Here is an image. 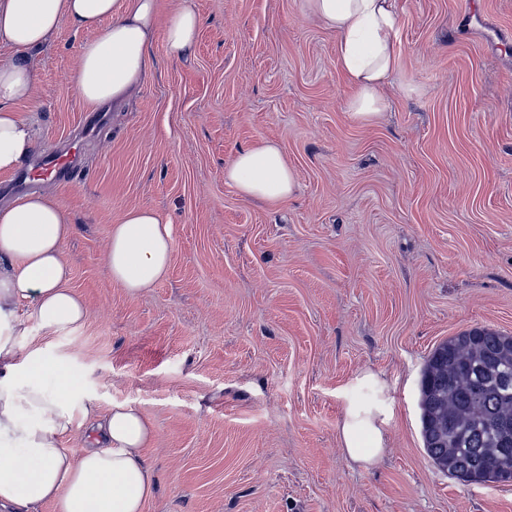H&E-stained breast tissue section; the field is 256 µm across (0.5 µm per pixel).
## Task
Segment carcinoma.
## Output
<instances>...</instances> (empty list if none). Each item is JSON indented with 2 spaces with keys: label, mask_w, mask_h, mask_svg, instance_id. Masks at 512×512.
Returning <instances> with one entry per match:
<instances>
[{
  "label": "carcinoma",
  "mask_w": 512,
  "mask_h": 512,
  "mask_svg": "<svg viewBox=\"0 0 512 512\" xmlns=\"http://www.w3.org/2000/svg\"><path fill=\"white\" fill-rule=\"evenodd\" d=\"M433 463L465 483L512 482V336L463 331L438 345L420 385Z\"/></svg>",
  "instance_id": "cac0c4a2"
}]
</instances>
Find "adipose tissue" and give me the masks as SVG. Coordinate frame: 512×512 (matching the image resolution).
I'll return each instance as SVG.
<instances>
[{
    "instance_id": "adipose-tissue-1",
    "label": "adipose tissue",
    "mask_w": 512,
    "mask_h": 512,
    "mask_svg": "<svg viewBox=\"0 0 512 512\" xmlns=\"http://www.w3.org/2000/svg\"><path fill=\"white\" fill-rule=\"evenodd\" d=\"M307 10L336 34V63L352 88L351 116L368 123L383 112L381 90L396 71L400 19L395 0H306ZM157 0H0V46L15 56L0 63V173L18 170L32 153L34 132L13 104L34 97L30 55L62 24L96 31L83 47L73 82L86 103H117L151 66L150 48L163 36L172 57H188L201 18L183 0L164 32L156 30ZM224 180L245 199L283 203L298 188L278 144L239 151ZM73 228L62 209L41 194L0 208V512H143L155 477L144 450L150 424L128 403L100 412L83 380L63 360L23 347L18 311L34 308L48 336H66L86 310L66 286L62 245ZM172 250L171 225L155 211L132 208L113 224L107 261L114 282L129 294L159 281ZM392 411L385 401L346 400L338 426L342 452L361 468L386 452ZM89 442L65 447L76 427Z\"/></svg>"
}]
</instances>
